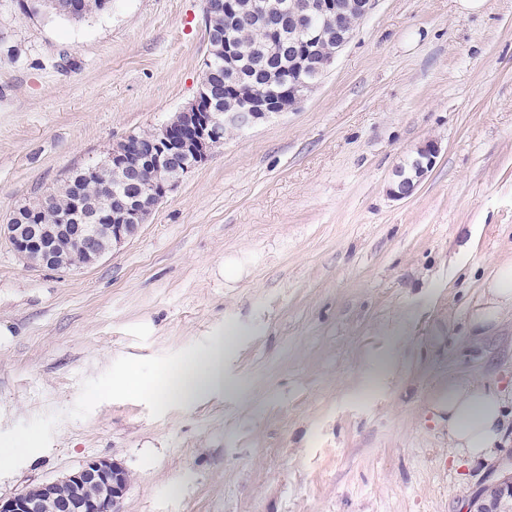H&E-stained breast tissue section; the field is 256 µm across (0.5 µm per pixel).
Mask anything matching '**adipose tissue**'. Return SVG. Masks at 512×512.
I'll return each mask as SVG.
<instances>
[{"mask_svg": "<svg viewBox=\"0 0 512 512\" xmlns=\"http://www.w3.org/2000/svg\"><path fill=\"white\" fill-rule=\"evenodd\" d=\"M512 313V260L497 265L484 284V300L470 319L471 330L483 336L507 313ZM157 394L169 401L189 395H203L224 386V343L216 341L202 357L189 360L176 370L164 372ZM448 417V449L457 457L483 464L493 461L512 414L492 390L466 378L448 382V394L438 403Z\"/></svg>", "mask_w": 512, "mask_h": 512, "instance_id": "obj_1", "label": "adipose tissue"}]
</instances>
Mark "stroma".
<instances>
[{
	"instance_id": "stroma-1",
	"label": "stroma",
	"mask_w": 512,
	"mask_h": 512,
	"mask_svg": "<svg viewBox=\"0 0 512 512\" xmlns=\"http://www.w3.org/2000/svg\"><path fill=\"white\" fill-rule=\"evenodd\" d=\"M0 0V225L194 100L203 0L80 21ZM441 151L409 198L395 168ZM512 259V0H378L293 112L239 133L132 239L67 273L0 236V497L91 459L120 512H480L499 464L448 455L466 377L512 402V315L469 316ZM224 351L222 391L158 402Z\"/></svg>"
}]
</instances>
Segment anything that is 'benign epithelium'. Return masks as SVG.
<instances>
[{"label":"benign epithelium","instance_id":"7a95c632","mask_svg":"<svg viewBox=\"0 0 512 512\" xmlns=\"http://www.w3.org/2000/svg\"><path fill=\"white\" fill-rule=\"evenodd\" d=\"M310 0L286 14L273 7L263 11L243 9L236 4L230 10L236 20L244 25L260 28L262 43L275 44L277 34L283 29L292 30L304 42L299 49L293 43L280 46L279 53L292 58L299 77L288 85V93L281 99L270 100L253 95L234 103L224 112L205 111L210 89V70L205 68L198 94L183 111L161 126L160 136L144 142L135 135L112 146V168L124 169L132 176L139 174L143 160L156 159L164 165L179 157L194 158L205 162L211 152L224 143V131H246L274 116L297 109L316 84L304 78L309 71L327 72L339 53L352 40L356 23L362 21L374 8L376 0ZM317 12L333 26L311 27L308 16ZM225 75L232 80L239 71L236 49L224 44ZM440 152L438 144L431 142L418 150V164L411 169L403 166L394 171L389 195L395 199L412 196L436 162ZM159 178L140 182V202L132 205L121 199L114 201L112 224L108 233L117 246L134 237L147 223L159 203L178 184L157 171ZM81 198L72 200L70 210L59 216L57 224H20L15 216L6 224L8 239L14 250L34 266L50 270L69 267L61 241L77 244L84 256V265L96 264L108 253L101 246L99 224H73L72 213L83 211ZM127 480L124 469L107 459L90 460L63 479L31 487L9 498L0 497V512H119Z\"/></svg>","mask_w":512,"mask_h":512}]
</instances>
